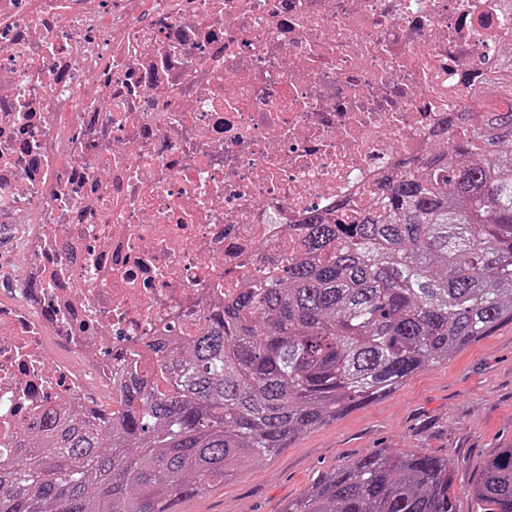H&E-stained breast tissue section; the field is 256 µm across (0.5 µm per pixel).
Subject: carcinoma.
I'll use <instances>...</instances> for the list:
<instances>
[{"label":"carcinoma","mask_w":512,"mask_h":512,"mask_svg":"<svg viewBox=\"0 0 512 512\" xmlns=\"http://www.w3.org/2000/svg\"><path fill=\"white\" fill-rule=\"evenodd\" d=\"M421 159L370 202L314 215L285 263L246 274L156 371L94 420L49 409L0 460V512H175L181 497L290 447L512 322V58L488 68ZM448 457L365 455L284 512H456ZM476 512H512V446L470 487Z\"/></svg>","instance_id":"carcinoma-1"}]
</instances>
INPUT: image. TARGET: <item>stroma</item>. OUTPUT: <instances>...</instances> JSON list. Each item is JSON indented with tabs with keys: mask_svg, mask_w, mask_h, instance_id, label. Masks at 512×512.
I'll return each mask as SVG.
<instances>
[{
	"mask_svg": "<svg viewBox=\"0 0 512 512\" xmlns=\"http://www.w3.org/2000/svg\"><path fill=\"white\" fill-rule=\"evenodd\" d=\"M512 446V323L388 395L298 436L290 448L181 498L178 512H284L324 475L376 452L421 450L455 465L456 512L486 459Z\"/></svg>",
	"mask_w": 512,
	"mask_h": 512,
	"instance_id": "stroma-1",
	"label": "stroma"
}]
</instances>
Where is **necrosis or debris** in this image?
<instances>
[{
  "mask_svg": "<svg viewBox=\"0 0 512 512\" xmlns=\"http://www.w3.org/2000/svg\"><path fill=\"white\" fill-rule=\"evenodd\" d=\"M504 0H0V447L120 402L152 342L198 334L295 227L423 157ZM76 353L79 372L47 358Z\"/></svg>",
  "mask_w": 512,
  "mask_h": 512,
  "instance_id": "1",
  "label": "necrosis or debris"
}]
</instances>
